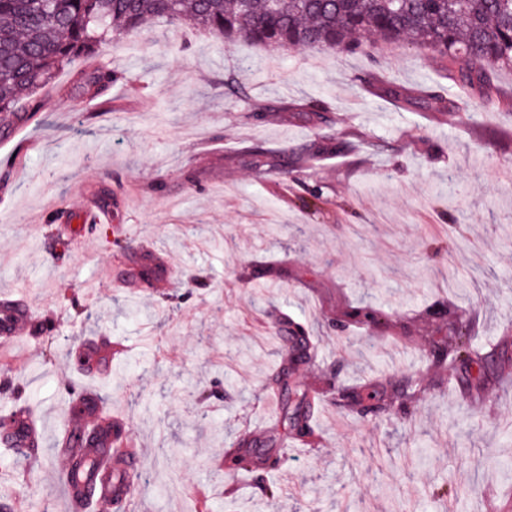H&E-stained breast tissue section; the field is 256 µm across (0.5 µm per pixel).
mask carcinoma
Masks as SVG:
<instances>
[{
    "instance_id": "cac0c4a2",
    "label": "carcinoma",
    "mask_w": 512,
    "mask_h": 512,
    "mask_svg": "<svg viewBox=\"0 0 512 512\" xmlns=\"http://www.w3.org/2000/svg\"><path fill=\"white\" fill-rule=\"evenodd\" d=\"M150 21L203 30L230 46L235 43L288 50H347L352 36L403 41L438 54L448 79L473 99L486 100L497 73L512 68V0H0V124L31 120L39 104L23 105L18 94L37 93L54 84L57 73L79 57L96 53L105 41L141 29ZM117 75L107 66L78 73L77 87L102 92ZM405 101L420 100L441 115L448 109L442 90L394 91ZM350 322L378 326L379 308L361 306L346 313ZM457 316L443 321L431 339L436 366L460 361L471 370L472 397L485 400L489 379L506 372L462 341ZM276 384L283 398V423L301 439L310 434L308 391L281 369ZM427 389L419 377L399 382L336 388V404L361 412L390 410L397 399L415 400ZM251 438L239 436L228 468L249 472L267 464L247 451Z\"/></svg>"
}]
</instances>
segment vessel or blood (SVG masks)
I'll use <instances>...</instances> for the list:
<instances>
[{
    "label": "vessel or blood",
    "mask_w": 512,
    "mask_h": 512,
    "mask_svg": "<svg viewBox=\"0 0 512 512\" xmlns=\"http://www.w3.org/2000/svg\"><path fill=\"white\" fill-rule=\"evenodd\" d=\"M81 224H109L113 234L128 247L136 249L142 256L155 264L163 259L152 248L137 243L123 225L114 221L109 207L101 204L88 205L78 216ZM33 310L21 298H0V347L5 348L24 337L30 327ZM123 420L108 417L104 404L92 395H84L79 411L68 414L61 427L73 452L97 459L94 470L76 480L68 488V496L77 491L88 494L89 503L112 505L116 500L132 496L133 479L144 466V452L137 443L122 434ZM96 430L97 439L88 443L83 439L87 430ZM42 431L31 418L22 412H13L5 424L0 425V444L6 445L19 455H34L41 441Z\"/></svg>",
    "instance_id": "vessel-or-blood-1"
}]
</instances>
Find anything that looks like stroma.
<instances>
[{
    "instance_id": "35a3bbf8",
    "label": "stroma",
    "mask_w": 512,
    "mask_h": 512,
    "mask_svg": "<svg viewBox=\"0 0 512 512\" xmlns=\"http://www.w3.org/2000/svg\"><path fill=\"white\" fill-rule=\"evenodd\" d=\"M99 56L112 88L76 90L85 62L74 60L38 94L37 121L0 127V294L53 324L51 347L36 330L0 354V414L20 399L49 429L29 461L0 446L13 512H62L53 431L81 390L148 450L122 512H228L273 482L288 495L268 512H512V386L491 385L473 408L465 366L434 367L428 343L454 313L491 363L512 366V181L500 177L512 168V70L498 76L505 106L443 121L362 87L373 72L438 86V58L407 44L227 48L159 23ZM352 131L361 148L318 152ZM256 143L287 170L258 173ZM91 198L168 256L172 284L145 282L132 250L114 258L106 225H82L64 247L45 215H77ZM108 262L131 279L102 280ZM254 265L264 277L244 279ZM361 302L387 323H348ZM273 309L318 348L289 366L324 397L304 444L264 406L285 360L265 324ZM100 336L128 347L102 377L73 359ZM412 376L430 390L388 415L325 400L339 383ZM245 431L272 464L235 475L217 460Z\"/></svg>"
}]
</instances>
